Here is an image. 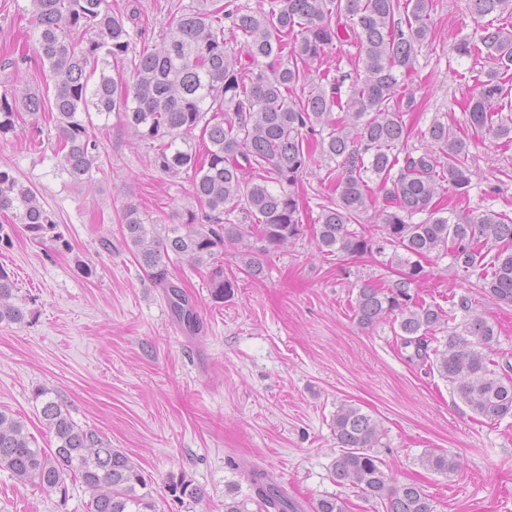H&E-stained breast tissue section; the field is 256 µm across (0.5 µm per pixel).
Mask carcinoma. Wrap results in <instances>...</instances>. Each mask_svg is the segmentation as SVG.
I'll return each mask as SVG.
<instances>
[{
    "mask_svg": "<svg viewBox=\"0 0 512 512\" xmlns=\"http://www.w3.org/2000/svg\"><path fill=\"white\" fill-rule=\"evenodd\" d=\"M30 2L34 51L54 81L63 170L79 180L96 161L99 144L86 124L93 110L120 116L152 149L159 170L192 173L202 216L191 213L184 224L157 226L131 206L122 217L134 259L164 289L179 323L198 327L192 301L167 278L166 261L185 258L202 265L224 244L254 238L261 246L246 251L245 267L248 275L260 277L258 254L282 249L304 233L306 213L294 187L315 164L309 138L318 135L321 156L336 162L331 178L336 198L320 204L313 228L319 249L353 258L389 248L390 262L400 267L391 285L365 283L358 289L353 312L359 323L369 327L392 320L404 346L432 351V365L473 413L494 422L512 416V378L491 368L495 324L471 314L466 294L451 300L447 311L414 298L424 277L420 260L435 253L450 256L463 274L477 276L487 296L512 304V217L478 209L460 215L436 203L447 186L468 193L471 141L435 117L420 131L428 147L408 146L404 116L415 104L396 92L414 68L418 49L433 40L435 0H267L268 8L259 10L225 0L213 9L181 14L160 48L145 44L139 50L124 16L112 12L107 0ZM472 6L478 17L494 19L453 46L462 58L491 63L478 94L467 102L469 125L476 135L512 141V118L499 112L506 95L502 72L512 69V21L495 24L512 10V0H472ZM85 32L95 37L76 43L75 36ZM226 32L242 37L239 48L229 46ZM343 42L358 47L362 70L333 78L304 98L291 96L326 49ZM128 58L135 76L131 84L119 69ZM45 110V98L36 92L1 96L0 137L14 133L19 112L36 128ZM336 110L345 116L335 117ZM197 128L207 143L202 156L186 140ZM373 180L385 191V205L370 226ZM0 210L15 211L29 239L50 238L69 247L36 192L1 168ZM236 211L248 222L231 220ZM418 214L425 218L412 222ZM209 288L212 299L222 302L235 284L216 265L209 269ZM458 312L461 321L449 326ZM25 317L18 288L0 267V323ZM431 341L437 346L429 347ZM35 398L42 400L43 424L56 447L36 446L21 420L0 411V470L63 494L66 481H78L90 493V512H155L144 472L127 454L78 425L50 390L38 389ZM332 429L341 449L331 467L337 483L358 489L383 512H435L420 484H397L384 471V461L373 452L382 439L376 419L355 404H343ZM421 463L441 473L459 468L456 459L432 452ZM248 479L250 499L227 495L224 512H249L250 501L258 512H297L288 492L265 470L251 469ZM167 491L182 505L202 497L184 475L172 478ZM314 510L347 512L336 495L319 499Z\"/></svg>",
    "mask_w": 512,
    "mask_h": 512,
    "instance_id": "cac0c4a2",
    "label": "carcinoma"
}]
</instances>
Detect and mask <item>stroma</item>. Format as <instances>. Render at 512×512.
Masks as SVG:
<instances>
[{
    "label": "stroma",
    "mask_w": 512,
    "mask_h": 512,
    "mask_svg": "<svg viewBox=\"0 0 512 512\" xmlns=\"http://www.w3.org/2000/svg\"><path fill=\"white\" fill-rule=\"evenodd\" d=\"M211 2L108 0L135 14L133 30L152 46L182 12ZM431 18L435 40L404 85L417 103L408 144L420 146V130L443 117L472 139L469 193L447 191L446 201L460 211L512 217V142L472 136L463 106L478 86L467 75L470 60L452 50L480 20L470 0H437ZM32 29L30 0H0V96L47 90ZM23 53L29 60L21 70L5 67ZM357 61L353 45L327 50L297 95H308L323 73L352 72ZM92 121L99 156L78 181L61 166L52 116L36 124L23 118L0 138V167L36 192L70 243L66 250L36 243L19 228L13 248L0 253L30 312L25 322L0 323V410L20 417L40 447H54L34 398L36 388L53 390L77 424L96 429L141 467L158 512H182L169 506L166 489L180 474L204 493L191 512H224L225 495L249 496L253 466L286 488L301 512L329 495L344 499L349 512H375L331 476L338 453L332 418L350 401L379 421L377 454L390 477L422 484L436 512H512V417L477 416L429 361L402 345L391 323L365 327L354 317L362 283L394 280L387 255L341 261L320 252L307 232L268 257L254 279L243 245H228L220 259L236 288L221 303L210 296L206 268L170 262V278L196 302L200 327L186 331L130 253L121 219L134 206L149 223H184L198 207L191 179L154 167L151 149L117 117ZM85 265L92 275L82 273ZM423 266L420 296L444 306L449 293L469 294L474 314L499 329L491 352L496 372L512 376V305L483 294L451 258L434 255ZM427 452L455 457L459 470L425 469ZM89 501L82 484L46 492L0 470V512H89Z\"/></svg>",
    "instance_id": "35a3bbf8"
}]
</instances>
